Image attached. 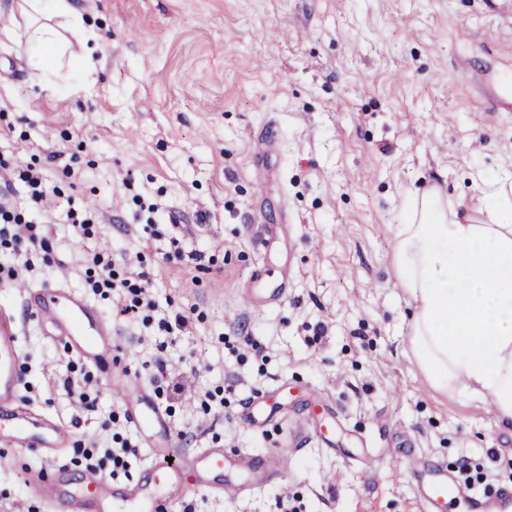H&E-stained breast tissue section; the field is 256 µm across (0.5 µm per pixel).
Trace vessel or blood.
<instances>
[{"label":"vessel or blood","instance_id":"vessel-or-blood-1","mask_svg":"<svg viewBox=\"0 0 512 512\" xmlns=\"http://www.w3.org/2000/svg\"><path fill=\"white\" fill-rule=\"evenodd\" d=\"M288 295L287 280L273 288L264 283L253 286L246 301L255 307ZM33 316L50 328L88 363L107 366L112 385L120 395L130 420L143 433L152 458L134 487L113 483L103 475L86 470L74 475L64 465L45 471L31 469L26 479L31 494L46 502L51 512H164L188 488L240 495L260 490L281 479L284 467L277 453L257 456L221 446L191 453L179 451L166 418L146 388L122 365L110 362L112 326L93 304L60 286H26L22 294ZM22 328L13 312L0 310V442L54 457L63 451L62 429L50 414L20 399ZM287 385L275 393L253 399L242 412L241 421L252 428L278 419ZM420 499L430 512L456 502L465 512H512V489L502 488L492 497L462 495L447 468L422 465L417 472Z\"/></svg>","mask_w":512,"mask_h":512}]
</instances>
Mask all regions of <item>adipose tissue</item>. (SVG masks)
Returning a JSON list of instances; mask_svg holds the SVG:
<instances>
[{"instance_id": "1", "label": "adipose tissue", "mask_w": 512, "mask_h": 512, "mask_svg": "<svg viewBox=\"0 0 512 512\" xmlns=\"http://www.w3.org/2000/svg\"><path fill=\"white\" fill-rule=\"evenodd\" d=\"M35 28L30 66L63 57L62 29L80 39L78 62L94 66L99 29L71 0H27ZM394 253L397 278L414 303L411 346L434 390L489 402L512 427V173L482 185L464 208L439 190L409 188Z\"/></svg>"}]
</instances>
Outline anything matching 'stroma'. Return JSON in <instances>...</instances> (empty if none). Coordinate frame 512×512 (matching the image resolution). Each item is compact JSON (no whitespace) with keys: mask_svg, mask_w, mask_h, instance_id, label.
Instances as JSON below:
<instances>
[{"mask_svg":"<svg viewBox=\"0 0 512 512\" xmlns=\"http://www.w3.org/2000/svg\"><path fill=\"white\" fill-rule=\"evenodd\" d=\"M104 17L95 70L73 57L32 71L24 0H0V157L41 168L60 208L39 216L53 259L30 284L85 295V256L111 253L117 278L145 270L163 315L188 336L112 313L93 297L127 366L191 452L219 444L287 451L283 480L229 497L189 490L168 512H423L412 469L423 457L484 466L488 488L512 487L488 451L512 457V430L492 407L426 383L410 349V296L393 260L406 187H437L449 204L512 171V0H71ZM275 141L258 152L267 127ZM97 217L78 237L67 208ZM265 227L273 244L252 241ZM288 276V297L253 308L257 276ZM0 308L23 325L22 400L52 414L62 445L141 440L105 368L74 357L20 296ZM263 349L255 359L252 345ZM172 368L154 380L156 360ZM89 377L87 401L65 377ZM281 382L336 413V450L301 426L292 403L253 430L241 406ZM118 418L102 430L101 415ZM52 462L0 448V512H49L28 467Z\"/></svg>","mask_w":512,"mask_h":512,"instance_id":"stroma-1","label":"stroma"}]
</instances>
